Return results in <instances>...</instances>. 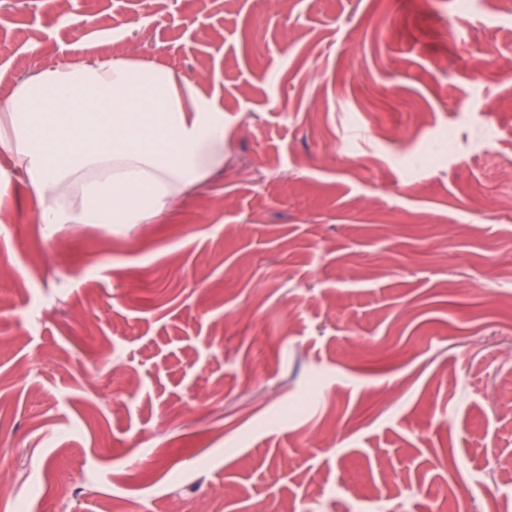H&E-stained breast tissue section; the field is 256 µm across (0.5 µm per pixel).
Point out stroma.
<instances>
[{"instance_id": "1", "label": "stroma", "mask_w": 512, "mask_h": 512, "mask_svg": "<svg viewBox=\"0 0 512 512\" xmlns=\"http://www.w3.org/2000/svg\"><path fill=\"white\" fill-rule=\"evenodd\" d=\"M57 7L0 10V105L151 61L216 99L224 165L156 223L49 231L0 152V512H505L512 0Z\"/></svg>"}]
</instances>
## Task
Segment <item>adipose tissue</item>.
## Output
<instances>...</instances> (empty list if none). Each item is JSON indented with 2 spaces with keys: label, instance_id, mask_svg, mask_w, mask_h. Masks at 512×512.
Instances as JSON below:
<instances>
[{
  "label": "adipose tissue",
  "instance_id": "obj_1",
  "mask_svg": "<svg viewBox=\"0 0 512 512\" xmlns=\"http://www.w3.org/2000/svg\"><path fill=\"white\" fill-rule=\"evenodd\" d=\"M0 150L31 178L40 221L149 224L224 164V112L139 59L42 69L0 108Z\"/></svg>",
  "mask_w": 512,
  "mask_h": 512
}]
</instances>
